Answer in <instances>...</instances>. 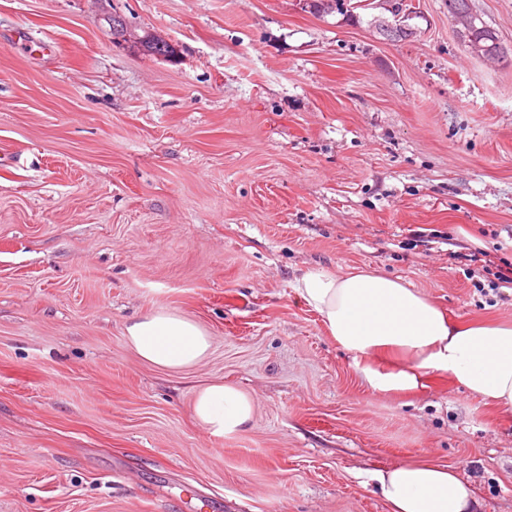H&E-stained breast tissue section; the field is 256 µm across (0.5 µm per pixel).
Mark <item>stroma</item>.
Returning a JSON list of instances; mask_svg holds the SVG:
<instances>
[{"instance_id": "35a3bbf8", "label": "stroma", "mask_w": 512, "mask_h": 512, "mask_svg": "<svg viewBox=\"0 0 512 512\" xmlns=\"http://www.w3.org/2000/svg\"><path fill=\"white\" fill-rule=\"evenodd\" d=\"M411 3L391 41L304 0H0V512H387L372 472L420 459L512 512V414L369 392L292 288L361 268L512 324V0H473L499 62ZM155 311L209 356L141 361ZM212 381L245 433L194 422ZM126 339L141 360L166 369L196 365L211 348L210 336L197 322L171 311L135 319L126 327ZM252 398L233 385L213 382L196 394L192 415L211 437L223 439L245 432L252 423Z\"/></svg>"}]
</instances>
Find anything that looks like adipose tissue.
I'll use <instances>...</instances> for the list:
<instances>
[{
  "label": "adipose tissue",
  "instance_id": "1",
  "mask_svg": "<svg viewBox=\"0 0 512 512\" xmlns=\"http://www.w3.org/2000/svg\"><path fill=\"white\" fill-rule=\"evenodd\" d=\"M294 289L350 356L369 391L411 392L422 388L426 376L445 373L512 412V324L452 323L401 280L361 269H314ZM126 339L141 360L166 369L196 365L211 348L197 322L171 311L135 319ZM253 411L249 395L221 382L202 387L192 405L197 424L218 439L245 432ZM373 477L389 512H476L479 506L469 483L434 462L403 463Z\"/></svg>",
  "mask_w": 512,
  "mask_h": 512
}]
</instances>
